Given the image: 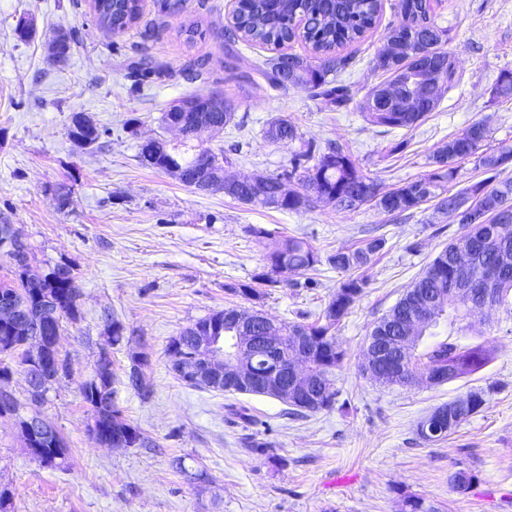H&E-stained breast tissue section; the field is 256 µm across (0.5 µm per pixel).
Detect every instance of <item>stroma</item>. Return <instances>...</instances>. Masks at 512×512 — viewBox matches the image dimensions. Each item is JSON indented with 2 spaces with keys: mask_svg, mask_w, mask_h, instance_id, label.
<instances>
[{
  "mask_svg": "<svg viewBox=\"0 0 512 512\" xmlns=\"http://www.w3.org/2000/svg\"><path fill=\"white\" fill-rule=\"evenodd\" d=\"M143 0L138 20L111 35L98 25L90 0H0V222L24 233L34 270L66 260L81 288L78 321L64 323L59 348L70 374L55 383L40 412L64 437L66 469L40 467L20 435L0 419V487L13 493L9 512H400L407 495L426 498L440 512H512V316L491 313L480 339L494 351L481 371L441 386H385L361 370L374 324L395 305L436 254L463 229L433 204L391 219L364 204L339 211L322 203L299 212L253 207L221 192L202 193L137 158L148 137L168 138L161 116L189 94L232 97L237 122L206 141L215 150L239 145L231 174L277 175L301 141L335 143L359 170L389 190L431 171L435 147L476 121L485 122L487 151L512 147V99L495 96L512 72V0H432L446 50L456 60L453 86L433 112L411 129L369 124L360 104L386 80L376 68L398 0L383 9L365 37L343 49L350 63L339 78L353 100L330 104L313 90H281L256 74L272 53L238 43L237 64L251 80L238 84L224 69L220 33L233 0H186L183 14ZM34 17L36 36L17 38L21 17ZM204 37L187 39L186 20ZM69 32L66 64L52 63L45 44L56 29ZM150 58L157 75L137 79L134 62ZM85 112L107 133L97 149L69 137L73 113ZM285 116L301 139L273 143L263 136ZM70 205L58 211L55 197ZM306 237L321 255L358 246L370 229L386 245L369 283L336 337L345 352L337 368L332 408L292 420L281 401L201 391L169 369L170 339L198 319L227 307L252 308L232 286L260 271L268 238L259 229ZM346 275L321 265L313 287L301 275L270 287L263 311L279 322L317 319ZM120 320L127 340L112 349L116 402L125 418L158 444L156 450L103 448L87 433L79 389L106 341L105 313ZM149 359L154 393L142 400L127 388L131 351ZM481 391L484 405L447 439L426 443L417 423L435 407ZM259 420L258 436L273 445L265 457L241 445L248 433L228 405ZM175 456L204 470L199 482L171 468ZM476 475L466 491L453 487L457 471Z\"/></svg>",
  "mask_w": 512,
  "mask_h": 512,
  "instance_id": "stroma-1",
  "label": "stroma"
}]
</instances>
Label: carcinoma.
Returning a JSON list of instances; mask_svg holds the SVG:
<instances>
[{
  "mask_svg": "<svg viewBox=\"0 0 512 512\" xmlns=\"http://www.w3.org/2000/svg\"><path fill=\"white\" fill-rule=\"evenodd\" d=\"M93 8L100 27L109 31L125 30L139 17L141 0H93ZM381 8V0H343L336 6L329 0H242L241 8L233 14L224 31V56L228 63H233L237 59L234 46L239 41L273 46L279 53L266 62L267 68L263 70L270 86L284 90L290 87L318 90L341 107L351 99V93L348 86L337 82L338 73L348 65V58L340 55L339 49L360 41L375 26ZM398 9L399 24L391 27L386 36L391 53L384 59H377L376 63L390 77L364 96L360 108L365 120L372 125L411 128L433 111L445 91L451 88L455 62L453 55L442 48L447 30L436 23L430 0H399ZM297 38L310 47L311 57L288 52V44ZM213 100V95L185 97V102L198 103L197 111L178 112L170 106L163 112L162 122L166 125L173 122L217 124L222 130L234 121V105L224 98L218 105ZM106 133L107 130L90 116L87 123L79 127L75 138L87 139L95 146ZM265 137L272 142L281 138L292 142L301 139L296 127L286 118L269 123ZM487 137L484 122L471 123L461 133L436 146L431 154V163L435 166L432 172L383 194L378 193L373 180L359 171L351 155L338 146L320 152L313 144L303 142L290 160L292 170H303L305 192L284 195L277 206L280 211L306 210L318 201L327 202L337 210H352L355 205L351 199L356 197L359 204L370 202L382 212L398 218L432 201L440 208L458 198L480 195L492 212L488 220L467 225V232L460 237L466 242L469 254L462 256L453 243L438 252L414 285L374 325L370 336L381 335L386 327L391 336L403 335L409 314L414 310L412 294L416 291L423 298L433 300L424 306L433 308L435 322L445 319L459 333L474 332L476 321L471 316L470 307L448 297V284L464 262L469 268L481 266L497 270L492 308H503L512 313V262L502 263L503 255H512V179L496 182L489 177L455 194L448 193L445 186L453 177L451 164L455 161L475 156L485 171L490 172L512 160L511 148L497 153L482 151ZM138 158L145 167L171 175L180 172L178 180L186 186L198 173L212 180H224V169L210 167L208 162L228 161L224 152L217 153L203 146L194 136L180 140L177 145L159 138L153 148L139 150ZM252 232L271 240L265 265L252 276L251 283L231 288L233 293H241L256 302L263 300L264 287L288 281V277L278 272L280 266L291 273L304 275L325 261L333 268L349 273L317 320L303 325L278 324V330L284 336L278 351L280 357L294 353L290 336L298 327L308 331V346L316 350L308 371L319 386V405L292 403L288 414L299 416L328 409L336 399L332 372L344 359V351L336 340V327L363 293L368 279L362 272L372 266L375 257L384 249L385 239L374 236L355 249L338 250L323 259L304 237L276 236L262 228H254ZM0 257L9 260L14 275L10 281L0 282V306L14 308L21 319L30 317L31 329L47 320L49 315L59 327L64 320L72 323L78 320L81 291L76 269L70 262L49 263L41 277L32 278L28 276L26 265L14 261L11 243L0 246ZM249 314L248 310L234 307L213 312L197 320L194 327L188 326L172 337L166 352L174 357L192 349L199 329L210 328L214 333L230 336L235 324ZM104 318L111 345L119 344L124 339L125 326L110 312L105 313ZM493 357V350L483 342L462 346L445 338L422 349L416 344L397 354L403 378L396 385L417 386L423 374L441 368L452 369L456 379L465 378L480 371ZM126 379V386L141 399H149L153 389L143 368L130 367ZM181 381L196 389L258 395L249 389L227 391L223 385L202 377H183ZM113 383L112 357L109 356L104 360L103 368L80 388L87 407L90 438L119 442L126 448L158 447L140 427L124 418L123 411L111 399L115 394ZM35 444L43 449L40 455L33 457L41 466L60 469L68 466V448L61 434H40Z\"/></svg>",
  "mask_w": 512,
  "mask_h": 512,
  "instance_id": "carcinoma-1",
  "label": "carcinoma"
}]
</instances>
